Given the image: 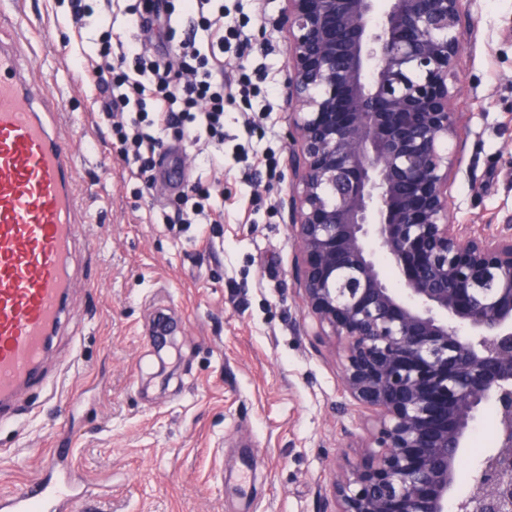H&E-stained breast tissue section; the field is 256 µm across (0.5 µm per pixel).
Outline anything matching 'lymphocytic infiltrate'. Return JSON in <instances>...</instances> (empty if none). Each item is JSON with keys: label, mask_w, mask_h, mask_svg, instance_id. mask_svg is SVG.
<instances>
[{"label": "lymphocytic infiltrate", "mask_w": 512, "mask_h": 512, "mask_svg": "<svg viewBox=\"0 0 512 512\" xmlns=\"http://www.w3.org/2000/svg\"><path fill=\"white\" fill-rule=\"evenodd\" d=\"M182 11L196 20L204 45L192 35L181 39L171 63L154 55L151 42L108 34L88 69L104 95L100 112L112 129L116 151L124 161L136 162L141 178L153 170L161 136L169 131L190 143H204L210 167L223 173L224 96L247 99L254 92L248 75L236 80L224 75L226 45L241 51L247 42L239 25L226 22L221 0H183ZM175 70L182 78L177 85L171 79ZM209 197L199 184L187 186L174 226L223 223V208L207 206Z\"/></svg>", "instance_id": "f902f5d3"}]
</instances>
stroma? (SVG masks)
<instances>
[{"instance_id":"1","label":"stroma","mask_w":512,"mask_h":512,"mask_svg":"<svg viewBox=\"0 0 512 512\" xmlns=\"http://www.w3.org/2000/svg\"><path fill=\"white\" fill-rule=\"evenodd\" d=\"M224 4L249 40L257 93L224 100L223 223L177 233L166 217L178 190L131 176L72 57L105 29L100 11L78 29L70 0H21L32 76L71 118L61 132L82 157L92 225L45 362L58 399L27 393L19 423L0 429V497L39 477L64 431L73 466L99 492L89 512H324L337 476L364 456L377 414L345 391L346 343L320 330L293 276L285 3ZM464 6L449 213L456 224H501L512 218V0ZM243 149L268 153L272 169L245 180ZM163 316L174 330L162 347ZM491 408L466 434L448 512L485 459L475 441Z\"/></svg>"}]
</instances>
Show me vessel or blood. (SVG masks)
Instances as JSON below:
<instances>
[{"label": "vessel or blood", "mask_w": 512, "mask_h": 512, "mask_svg": "<svg viewBox=\"0 0 512 512\" xmlns=\"http://www.w3.org/2000/svg\"><path fill=\"white\" fill-rule=\"evenodd\" d=\"M12 0H0V425L17 420L22 395L56 397L44 370L50 340L69 315L71 258L87 210L79 154L61 138L60 100L31 80ZM61 436L42 478L0 499V512H74L89 489Z\"/></svg>", "instance_id": "vessel-or-blood-1"}]
</instances>
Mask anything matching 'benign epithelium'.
I'll use <instances>...</instances> for the list:
<instances>
[{
	"label": "benign epithelium",
	"instance_id": "1",
	"mask_svg": "<svg viewBox=\"0 0 512 512\" xmlns=\"http://www.w3.org/2000/svg\"><path fill=\"white\" fill-rule=\"evenodd\" d=\"M285 2L295 279L346 341L345 389L381 413L336 512H448L487 401L498 450L458 510L512 512V225L476 233L448 211L462 0Z\"/></svg>",
	"mask_w": 512,
	"mask_h": 512
}]
</instances>
